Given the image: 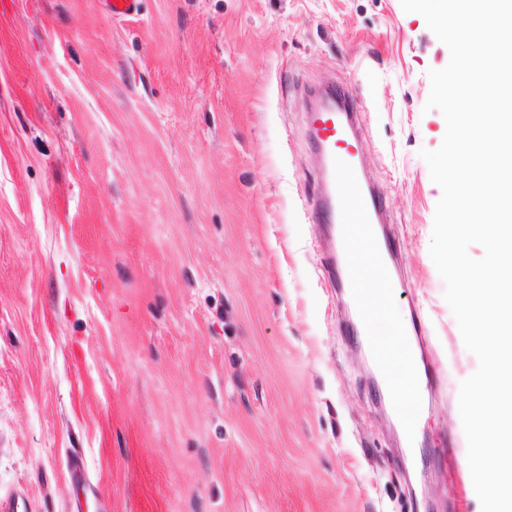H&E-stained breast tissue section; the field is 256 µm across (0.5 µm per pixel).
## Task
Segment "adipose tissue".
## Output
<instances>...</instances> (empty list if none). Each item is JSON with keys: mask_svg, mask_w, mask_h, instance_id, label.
Listing matches in <instances>:
<instances>
[{"mask_svg": "<svg viewBox=\"0 0 512 512\" xmlns=\"http://www.w3.org/2000/svg\"><path fill=\"white\" fill-rule=\"evenodd\" d=\"M359 218H352L347 224L342 240L350 260L362 279L367 294L366 305L376 323L381 326L375 339L382 359L391 367V376L384 387L395 395L400 413L406 422L420 426L425 415L419 402L421 382L415 366L413 350L408 336L397 335V328L403 327L402 318L394 311L392 293L377 274L378 258L369 239L360 235Z\"/></svg>", "mask_w": 512, "mask_h": 512, "instance_id": "adipose-tissue-1", "label": "adipose tissue"}]
</instances>
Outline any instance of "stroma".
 Masks as SVG:
<instances>
[{
  "mask_svg": "<svg viewBox=\"0 0 512 512\" xmlns=\"http://www.w3.org/2000/svg\"><path fill=\"white\" fill-rule=\"evenodd\" d=\"M450 52L401 0H5L0 499L27 512H481L478 360L429 253L421 149ZM355 89L358 160L432 373L403 447L340 333L306 95Z\"/></svg>",
  "mask_w": 512,
  "mask_h": 512,
  "instance_id": "obj_1",
  "label": "stroma"
}]
</instances>
